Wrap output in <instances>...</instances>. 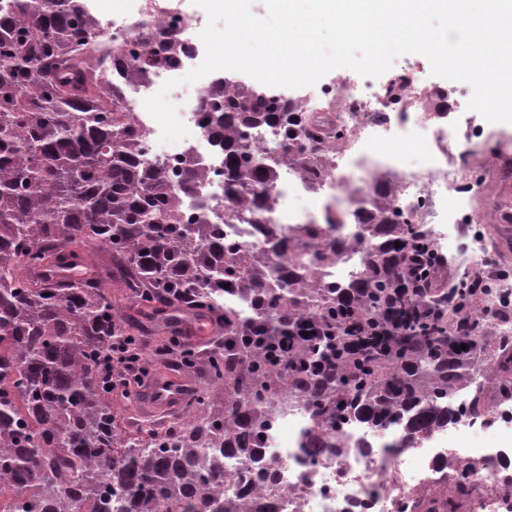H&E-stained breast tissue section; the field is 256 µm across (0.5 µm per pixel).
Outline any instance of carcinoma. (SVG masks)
Returning <instances> with one entry per match:
<instances>
[{
    "mask_svg": "<svg viewBox=\"0 0 512 512\" xmlns=\"http://www.w3.org/2000/svg\"><path fill=\"white\" fill-rule=\"evenodd\" d=\"M98 37L83 0H0V475L31 491L15 512H56L44 497L60 491L86 512H228L212 497L224 482L219 457L255 459L283 392L318 421L313 447L333 454L350 422H401L417 437L458 419L448 398L491 346L496 388L512 399V346L479 327L488 289L461 293L437 315L406 291L408 251L427 232L396 219L390 191L375 189L365 273L345 285L309 289L295 275L336 247L320 224L296 226L255 259L207 219L187 221L178 190H192L198 173L188 164L167 178L142 163L131 116L86 66ZM129 56L179 63L173 51L114 49L112 68ZM210 112L224 193L268 208L274 173L251 161L248 131L276 127L295 147L307 117L245 81ZM196 231L202 243L191 247ZM64 244L104 247L145 305L178 299L223 318L224 347L208 361L221 411L201 394L198 427L130 444L113 430L99 360L125 335L112 268L87 288L69 275L85 257L59 253Z\"/></svg>",
    "mask_w": 512,
    "mask_h": 512,
    "instance_id": "obj_1",
    "label": "carcinoma"
}]
</instances>
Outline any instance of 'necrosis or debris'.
<instances>
[{
    "mask_svg": "<svg viewBox=\"0 0 512 512\" xmlns=\"http://www.w3.org/2000/svg\"><path fill=\"white\" fill-rule=\"evenodd\" d=\"M94 23L105 31L97 50L101 57L111 56L116 44L179 50L176 67L145 69L133 61L127 72L111 73L110 84L142 134L147 164L165 173L187 157L200 164L199 181L182 197V209L190 218L207 217L223 225L225 238L262 252L278 242L283 212L318 206L324 215H337V236L351 240L371 210L375 178L387 176L395 181L392 206L405 221L429 225L461 271L491 269L494 252L486 231L464 239L459 227L475 220L479 177L497 179L499 159L512 153V144L498 142L497 132L480 125L459 128L454 113L432 109L433 100L445 92L458 99L467 96L468 84L456 82L447 88L405 68L402 88L394 98L387 83L366 88L341 76L317 91L287 97L290 109L323 115L322 122L310 124L305 162L322 167L325 177L320 186H312L304 163L289 161L278 129L252 130L254 157L276 172L271 209L253 211L225 195L224 158L203 134L213 88L175 98L189 134L174 143L161 142L160 127L143 104L195 59L192 19L159 0H144L134 19L98 17ZM333 127L342 129L345 137L331 147L325 134ZM422 128L430 132L425 164L412 171L392 146ZM229 212L234 218L228 222L224 216ZM479 392L476 379L457 389L459 420L420 440L408 438L398 423L383 428L355 424L345 431L347 446L341 454L316 456L305 447L316 430L313 416L303 403L280 396L269 411L260 442V462L279 472V483L249 486V464L228 458L224 494L232 498L249 489L253 500L266 502L271 512H397L402 502L416 512H512V402L489 398L481 412L470 413ZM459 468L469 474L462 484L453 477Z\"/></svg>",
    "mask_w": 512,
    "mask_h": 512,
    "instance_id": "1",
    "label": "necrosis or debris"
}]
</instances>
